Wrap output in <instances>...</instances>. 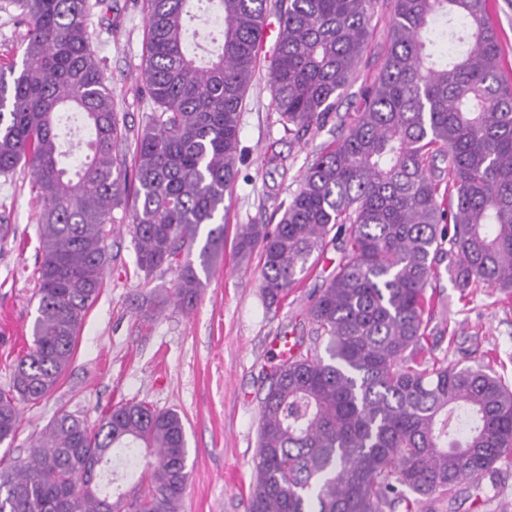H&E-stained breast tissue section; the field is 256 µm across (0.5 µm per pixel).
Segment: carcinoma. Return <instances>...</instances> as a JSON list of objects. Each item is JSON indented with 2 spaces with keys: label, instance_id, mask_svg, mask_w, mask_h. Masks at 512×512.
<instances>
[{
  "label": "carcinoma",
  "instance_id": "1",
  "mask_svg": "<svg viewBox=\"0 0 512 512\" xmlns=\"http://www.w3.org/2000/svg\"><path fill=\"white\" fill-rule=\"evenodd\" d=\"M22 68L0 64V174L31 170L41 203L38 307L29 350L0 392V445L18 404L51 394L112 259L114 211L131 219L144 280L175 269L190 307L224 253V197L239 173L240 112L266 16L281 27L272 104L298 137L323 128L370 37L376 0H147L143 88L155 105L127 140L87 33L88 0H13ZM490 0H394L382 67L364 108L305 169L274 228L245 224L235 251L260 257L263 298L288 297L329 236L335 274L308 308L312 345L273 366L258 421L249 512H392L447 497L512 458V387L482 365L429 363L426 288L448 244L461 290L512 288V77ZM217 25L209 57L191 22ZM81 115L89 153L66 164L60 123ZM445 163L436 176V161ZM164 289L143 296L157 312ZM153 459L143 461L136 449ZM142 470L111 493L119 468ZM185 423L128 402L91 427L61 412L25 456L0 465V512H181Z\"/></svg>",
  "mask_w": 512,
  "mask_h": 512
}]
</instances>
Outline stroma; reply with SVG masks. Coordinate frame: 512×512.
<instances>
[{
    "label": "stroma",
    "mask_w": 512,
    "mask_h": 512,
    "mask_svg": "<svg viewBox=\"0 0 512 512\" xmlns=\"http://www.w3.org/2000/svg\"><path fill=\"white\" fill-rule=\"evenodd\" d=\"M392 0H378L371 36L350 85L327 126L304 138L289 134L271 105L267 78L276 43L259 53V75L246 94L240 120L244 159L224 205V254L192 309L169 304L153 314L142 305L152 288H172L175 271L143 280L135 266L131 236L117 221L110 238L112 260L104 288L82 324L74 358L56 389L19 406L20 425L0 458L24 454L32 436L58 412L97 420L112 407L146 402L180 413L186 424L189 480L182 512H247L257 461L260 400L270 383V347L311 336L308 306L342 255L344 240L329 244L288 298L267 307L258 258L240 261L233 242L240 225L277 224L278 205L289 200L301 174L341 117L359 111L364 91L377 76L389 38ZM92 47L125 117L128 143L117 159L134 165L133 137L154 110L141 83L146 58L144 0H103L87 19ZM26 27L13 0H0V58L21 59ZM40 203L31 172L0 174V390H8L16 358L30 345L37 316ZM437 277L426 288L430 360L484 363L512 385V295L496 288L460 291L448 274L452 263L439 252ZM486 505L468 492L441 499L434 512H512V466L500 467Z\"/></svg>",
    "instance_id": "1"
}]
</instances>
